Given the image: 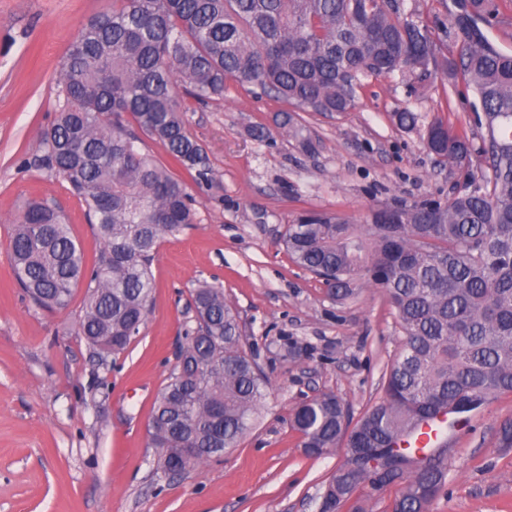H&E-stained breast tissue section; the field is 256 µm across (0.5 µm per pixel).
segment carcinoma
<instances>
[{"label":"carcinoma","mask_w":512,"mask_h":512,"mask_svg":"<svg viewBox=\"0 0 512 512\" xmlns=\"http://www.w3.org/2000/svg\"><path fill=\"white\" fill-rule=\"evenodd\" d=\"M450 85L472 92L485 116L486 142L473 171L471 142L434 121L430 152L466 173L448 201L400 204L366 225L315 213L288 225L292 260L342 300L363 284L393 307L402 347L384 375L383 397L348 427L343 401L324 393L294 408L291 426L306 455L345 441L363 462L342 466L323 486L320 505L342 512L374 483L395 491L393 512H430L448 481L447 446L419 454L408 443L441 412L467 414L512 395V53L484 28L499 0H456ZM437 63L428 26L394 0H112L70 44L57 80L59 112L43 135L44 161L71 186L99 244L87 264L67 214L33 201L14 221L10 273L34 303L69 306L97 367L124 351L149 311L152 265L160 244L195 223L187 185L140 149L138 127L175 162L209 181L202 146L187 129L176 87L200 100L224 99L232 79L308 112H348L369 77L427 73ZM401 129L421 116L392 114ZM303 149L311 138L283 113ZM195 326L152 407L148 434L158 470L184 448L194 467L238 446L264 407L268 379L245 349L224 289L192 294Z\"/></svg>","instance_id":"1"}]
</instances>
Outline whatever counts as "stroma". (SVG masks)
Segmentation results:
<instances>
[{"mask_svg": "<svg viewBox=\"0 0 512 512\" xmlns=\"http://www.w3.org/2000/svg\"><path fill=\"white\" fill-rule=\"evenodd\" d=\"M432 26L440 56L453 0H402ZM112 0H0V512H317L323 483L344 447L304 455L289 423L301 402L325 392L359 418L383 395L402 340L377 289L333 301L280 242L308 211L353 224L401 201L448 199L464 175L439 162L392 113L408 109L466 132L476 99L448 94L442 70L371 77L350 112H298L313 150L276 121L287 111L259 88L227 81L219 102L186 96L188 131L204 147L211 179L188 181L196 222L166 239L152 266L150 311L139 336L97 368L77 334L84 293L69 307L35 305L10 275L9 241L26 201L63 208L87 261L99 246L68 183L42 166L43 133L55 121V79L73 35ZM261 125L268 137L253 139ZM221 285L239 312L244 344L270 383L266 407L238 448L170 478L156 470L147 433L151 407L192 325L190 292ZM512 395L485 404L448 448V483L431 512H512V448L497 445Z\"/></svg>", "mask_w": 512, "mask_h": 512, "instance_id": "stroma-1", "label": "stroma"}]
</instances>
